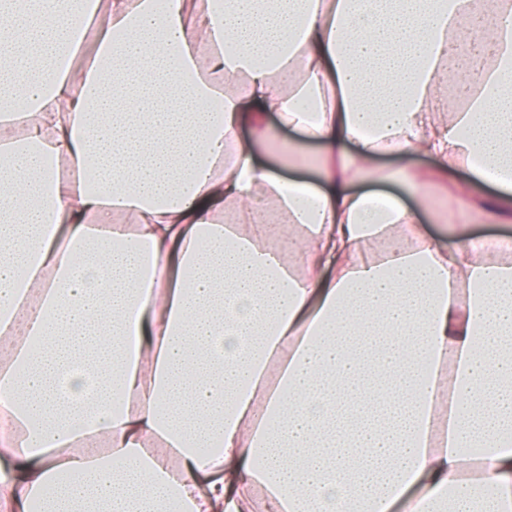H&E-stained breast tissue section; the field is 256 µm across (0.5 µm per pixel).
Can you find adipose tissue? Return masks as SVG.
Masks as SVG:
<instances>
[{
  "label": "adipose tissue",
  "mask_w": 512,
  "mask_h": 512,
  "mask_svg": "<svg viewBox=\"0 0 512 512\" xmlns=\"http://www.w3.org/2000/svg\"><path fill=\"white\" fill-rule=\"evenodd\" d=\"M423 208L512 223V0H0V505L512 512V256ZM435 161L429 156L416 154L407 158L383 157L379 159L378 165L383 168L405 167L409 170L424 171L433 167Z\"/></svg>",
  "instance_id": "1"
}]
</instances>
